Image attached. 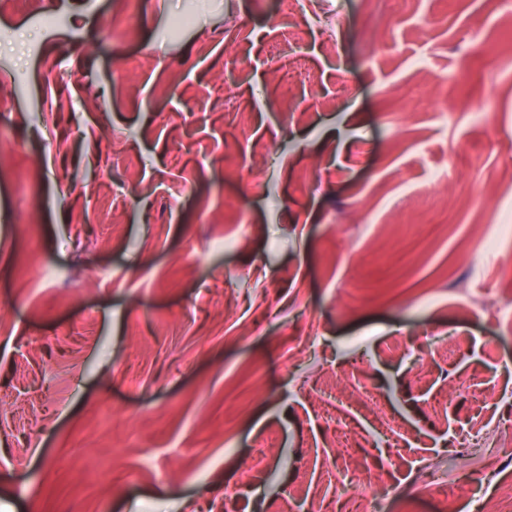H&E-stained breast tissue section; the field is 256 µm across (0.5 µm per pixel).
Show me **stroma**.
<instances>
[{
	"label": "stroma",
	"mask_w": 512,
	"mask_h": 512,
	"mask_svg": "<svg viewBox=\"0 0 512 512\" xmlns=\"http://www.w3.org/2000/svg\"><path fill=\"white\" fill-rule=\"evenodd\" d=\"M1 68L0 512H334L325 371L407 512L512 481L462 448L512 429V313L455 307L512 294V8L46 0ZM429 486L425 491L432 498H437L442 505V511L456 512L458 497L455 492L448 491V483L443 474L432 470L429 474Z\"/></svg>",
	"instance_id": "obj_1"
}]
</instances>
